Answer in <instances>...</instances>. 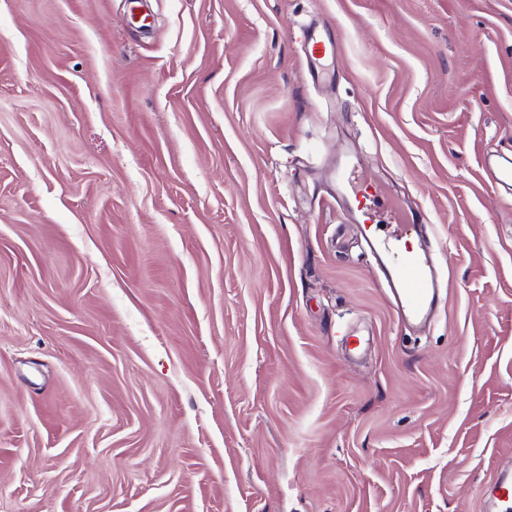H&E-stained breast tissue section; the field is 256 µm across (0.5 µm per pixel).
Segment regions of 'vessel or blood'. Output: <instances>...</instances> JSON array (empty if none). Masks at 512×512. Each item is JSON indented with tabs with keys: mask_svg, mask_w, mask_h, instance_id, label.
<instances>
[{
	"mask_svg": "<svg viewBox=\"0 0 512 512\" xmlns=\"http://www.w3.org/2000/svg\"><path fill=\"white\" fill-rule=\"evenodd\" d=\"M338 47L337 41L316 35L307 40V55L315 71H323L326 61L332 59ZM374 203L380 205L388 216L387 223L372 220L364 228V240L368 250L379 262L384 277L395 297L401 317L408 322L426 318L434 304V283L424 251L402 248L403 239L418 232L419 215L402 214L383 194L372 193ZM488 512H512V469L503 468L486 499Z\"/></svg>",
	"mask_w": 512,
	"mask_h": 512,
	"instance_id": "1",
	"label": "vessel or blood"
}]
</instances>
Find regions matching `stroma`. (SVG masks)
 Masks as SVG:
<instances>
[{
    "mask_svg": "<svg viewBox=\"0 0 512 512\" xmlns=\"http://www.w3.org/2000/svg\"><path fill=\"white\" fill-rule=\"evenodd\" d=\"M140 4L0 0V512H484L512 0ZM353 155L425 215L423 333L336 198ZM338 47L337 40H327L317 35H310L307 39V55L312 68L317 74L324 70L325 62L329 61L336 54Z\"/></svg>",
    "mask_w": 512,
    "mask_h": 512,
    "instance_id": "1",
    "label": "stroma"
}]
</instances>
